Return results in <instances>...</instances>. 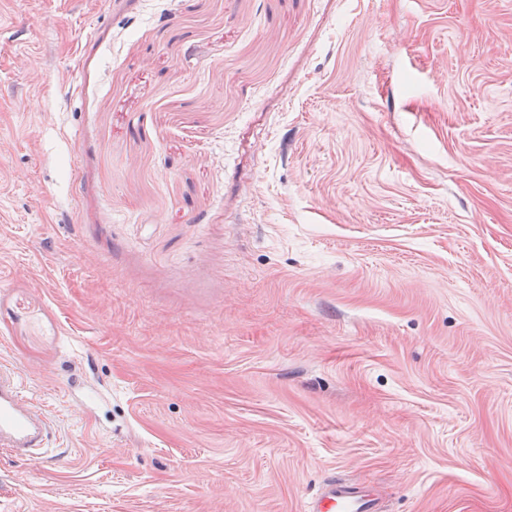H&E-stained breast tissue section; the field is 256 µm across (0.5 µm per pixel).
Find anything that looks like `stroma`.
Listing matches in <instances>:
<instances>
[{
  "mask_svg": "<svg viewBox=\"0 0 512 512\" xmlns=\"http://www.w3.org/2000/svg\"><path fill=\"white\" fill-rule=\"evenodd\" d=\"M0 512H512V0H0ZM53 434V423L40 406L23 397L13 370L0 366V447L12 457L35 460ZM377 494L343 478L328 480L309 503V512H380Z\"/></svg>",
  "mask_w": 512,
  "mask_h": 512,
  "instance_id": "1",
  "label": "stroma"
}]
</instances>
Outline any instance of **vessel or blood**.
<instances>
[{
  "label": "vessel or blood",
  "mask_w": 512,
  "mask_h": 512,
  "mask_svg": "<svg viewBox=\"0 0 512 512\" xmlns=\"http://www.w3.org/2000/svg\"><path fill=\"white\" fill-rule=\"evenodd\" d=\"M53 423L40 406L26 401L13 370L0 366V449L34 460L47 447ZM309 512H381L377 494L343 478L328 480L309 504Z\"/></svg>",
  "instance_id": "1"
}]
</instances>
